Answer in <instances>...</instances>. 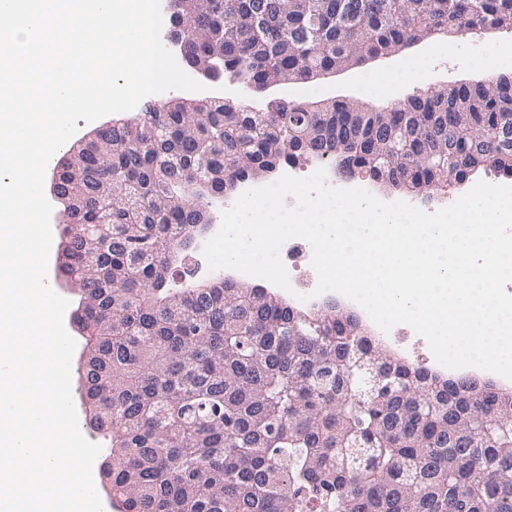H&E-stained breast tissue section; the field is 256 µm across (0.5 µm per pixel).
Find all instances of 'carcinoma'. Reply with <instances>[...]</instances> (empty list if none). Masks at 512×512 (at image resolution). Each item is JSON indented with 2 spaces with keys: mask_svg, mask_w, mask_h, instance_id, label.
<instances>
[{
  "mask_svg": "<svg viewBox=\"0 0 512 512\" xmlns=\"http://www.w3.org/2000/svg\"><path fill=\"white\" fill-rule=\"evenodd\" d=\"M172 6L199 63L246 94L347 69L440 34L512 30V0H207ZM406 192L512 176V76L344 101L179 100L95 129L86 206L58 269L92 343L78 366L101 477L123 512H512V393L389 353L360 320L232 279L175 280L208 208L300 157ZM448 159V168L439 165ZM386 366L364 389L354 362Z\"/></svg>",
  "mask_w": 512,
  "mask_h": 512,
  "instance_id": "1",
  "label": "carcinoma"
}]
</instances>
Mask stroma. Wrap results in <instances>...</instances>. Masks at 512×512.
I'll use <instances>...</instances> for the list:
<instances>
[{
  "mask_svg": "<svg viewBox=\"0 0 512 512\" xmlns=\"http://www.w3.org/2000/svg\"><path fill=\"white\" fill-rule=\"evenodd\" d=\"M511 44V31L437 36L345 72L275 87L269 97H254L250 103L260 109L271 97L308 102L344 99L356 105L380 108L420 91L485 80L486 73L481 68L484 59L492 55L495 47ZM396 73L404 74V81L395 91L382 92L380 82Z\"/></svg>",
  "mask_w": 512,
  "mask_h": 512,
  "instance_id": "obj_1",
  "label": "stroma"
}]
</instances>
